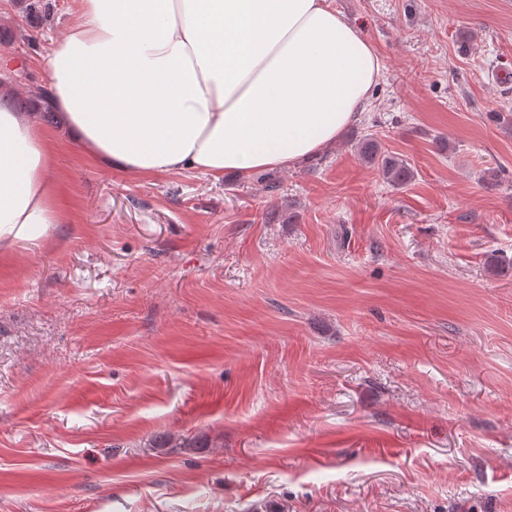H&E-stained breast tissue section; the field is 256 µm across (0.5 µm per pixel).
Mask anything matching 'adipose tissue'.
Listing matches in <instances>:
<instances>
[{"label": "adipose tissue", "mask_w": 512, "mask_h": 512, "mask_svg": "<svg viewBox=\"0 0 512 512\" xmlns=\"http://www.w3.org/2000/svg\"><path fill=\"white\" fill-rule=\"evenodd\" d=\"M47 66L56 121L98 162L214 178L318 154L381 73L327 0H77ZM41 118L0 100V250L64 221Z\"/></svg>", "instance_id": "1"}]
</instances>
